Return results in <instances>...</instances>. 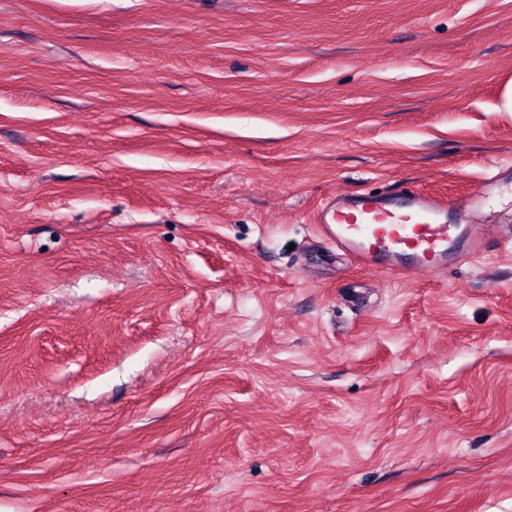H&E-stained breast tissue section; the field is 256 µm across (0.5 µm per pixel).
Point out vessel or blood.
Returning <instances> with one entry per match:
<instances>
[{"instance_id": "vessel-or-blood-1", "label": "vessel or blood", "mask_w": 512, "mask_h": 512, "mask_svg": "<svg viewBox=\"0 0 512 512\" xmlns=\"http://www.w3.org/2000/svg\"><path fill=\"white\" fill-rule=\"evenodd\" d=\"M454 200L412 188L346 192L324 200L312 221L319 235L361 268L388 274L445 271L479 256L471 225L452 224Z\"/></svg>"}]
</instances>
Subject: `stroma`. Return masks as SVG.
<instances>
[{
  "label": "stroma",
  "instance_id": "obj_1",
  "mask_svg": "<svg viewBox=\"0 0 512 512\" xmlns=\"http://www.w3.org/2000/svg\"><path fill=\"white\" fill-rule=\"evenodd\" d=\"M507 77L512 0H0V512H512V177L443 274L311 222Z\"/></svg>",
  "mask_w": 512,
  "mask_h": 512
}]
</instances>
